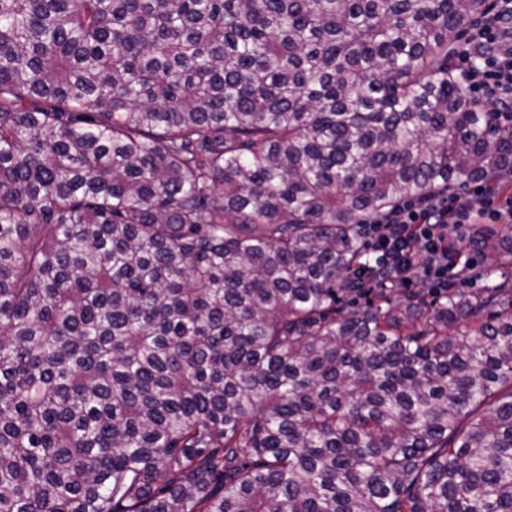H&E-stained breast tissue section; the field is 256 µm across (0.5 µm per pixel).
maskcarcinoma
Segmentation results:
<instances>
[{"label": "carcinoma", "instance_id": "1", "mask_svg": "<svg viewBox=\"0 0 512 512\" xmlns=\"http://www.w3.org/2000/svg\"><path fill=\"white\" fill-rule=\"evenodd\" d=\"M488 5L0 0V512H512L509 282L356 276L512 180L451 72ZM448 193L455 195L404 203L387 216L367 222L377 224L367 231V237L373 241V251H369V262L359 269L358 275L375 280L382 271L388 272L392 279L404 283L393 287L397 289L396 301H404L421 288H484L488 281L479 274L480 264L468 281L464 268L470 267L469 259L462 262L463 253L453 260L448 259V253L458 244L454 239H460V236L451 238L448 234L455 233L452 224L467 232L484 226L512 224V195L500 201L499 190L483 184L470 185L465 191L456 187ZM403 240L409 244L408 262L421 264L429 286L425 281L411 284L410 276H400L397 271V255L392 245Z\"/></svg>", "mask_w": 512, "mask_h": 512}]
</instances>
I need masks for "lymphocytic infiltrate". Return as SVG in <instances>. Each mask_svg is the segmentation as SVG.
Returning a JSON list of instances; mask_svg holds the SVG:
<instances>
[{
    "instance_id": "1",
    "label": "lymphocytic infiltrate",
    "mask_w": 512,
    "mask_h": 512,
    "mask_svg": "<svg viewBox=\"0 0 512 512\" xmlns=\"http://www.w3.org/2000/svg\"><path fill=\"white\" fill-rule=\"evenodd\" d=\"M452 55L456 77L467 92L495 103L499 118L512 123V0H491L490 9L469 22ZM496 224H512V197L500 198L498 189L482 184L455 195L401 204L368 229L373 249L359 274L373 280L385 271L398 278L393 246L404 240L409 263L423 267L430 287H464V262L448 257L455 244L449 226L471 231Z\"/></svg>"
}]
</instances>
